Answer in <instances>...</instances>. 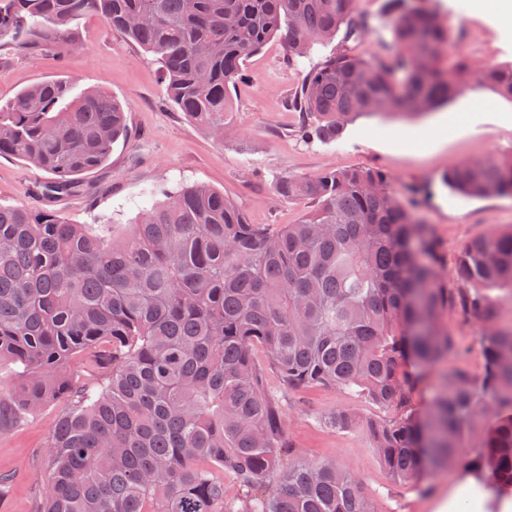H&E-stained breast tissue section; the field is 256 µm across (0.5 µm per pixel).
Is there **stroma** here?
Segmentation results:
<instances>
[{"instance_id":"1","label":"stroma","mask_w":512,"mask_h":512,"mask_svg":"<svg viewBox=\"0 0 512 512\" xmlns=\"http://www.w3.org/2000/svg\"><path fill=\"white\" fill-rule=\"evenodd\" d=\"M354 9L372 20L371 30L353 42L354 52L385 53L391 41L386 0H356ZM439 10L450 41L444 62L460 55L476 62L512 63L511 22L473 12L467 0H439ZM287 54L285 44L273 38L247 59L244 79L230 92L227 119L235 131L218 142L167 103L152 55L96 16L81 17L70 38L52 41L33 54L0 46V104L40 80L58 77L80 90L101 87L127 108L125 139L69 191L54 192L53 176L26 161L0 157V204L33 213L50 210L74 224H112L122 231L135 221L146 190L205 184L224 191L253 223L292 224L305 205L276 194L279 176H310L327 168L378 169L397 187L426 184L428 195L415 214L433 225L440 238L443 275L450 280L465 243L494 229L512 228V195L466 199L440 182L461 162L512 153V99L476 86L427 114L367 115L350 125L340 141L306 142L298 135L300 115L288 105L302 73L289 66ZM442 323L461 351L435 365L415 396L420 405L437 395L440 375L463 370L477 376L484 369L477 324L453 311ZM343 408L367 421L385 417L367 399L321 387L291 392L284 412L299 450L358 474L378 512H432L434 500L464 478L467 464L461 454L429 477V493L393 482L366 430L340 431L320 423V416ZM61 409L58 403L45 405L26 425L0 432V474L12 479L10 494L0 498V512H34L47 481L41 457Z\"/></svg>"}]
</instances>
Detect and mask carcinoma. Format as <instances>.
Listing matches in <instances>:
<instances>
[{
  "label": "carcinoma",
  "mask_w": 512,
  "mask_h": 512,
  "mask_svg": "<svg viewBox=\"0 0 512 512\" xmlns=\"http://www.w3.org/2000/svg\"><path fill=\"white\" fill-rule=\"evenodd\" d=\"M84 14L152 54L168 103L216 141L231 132L243 64L276 35L303 73L288 100L299 132L321 142L361 115L421 114L475 84L512 97V63L442 68L439 11L413 0H387L393 58L344 49L305 63L314 45L372 28L353 0H0V41L28 50ZM125 134L120 102L101 88L75 94L63 79L0 105V157L52 174L62 192ZM441 182L465 196L512 194V153L461 162ZM276 191L313 206L295 224H254L195 184L116 234L0 205V363L17 377L0 389V430L65 403L35 512H378L358 475L296 448L282 401L305 387L387 411L380 424L346 409L325 421L369 429L388 475L423 492L424 476L484 420L467 459L474 493L488 503L512 494V329L498 327L490 295L512 292V229L466 243L450 286L433 227L385 172L284 174ZM448 311L479 325L485 367L448 372L421 413L427 371L457 352L441 324Z\"/></svg>",
  "instance_id": "1"
}]
</instances>
